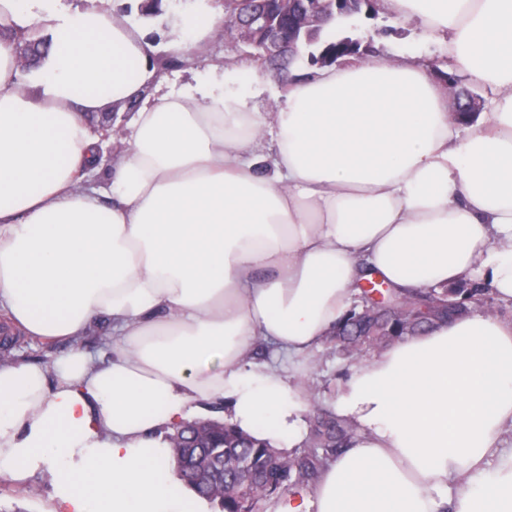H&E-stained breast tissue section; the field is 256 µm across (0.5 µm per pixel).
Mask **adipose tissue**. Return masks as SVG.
<instances>
[{"mask_svg":"<svg viewBox=\"0 0 512 512\" xmlns=\"http://www.w3.org/2000/svg\"><path fill=\"white\" fill-rule=\"evenodd\" d=\"M380 7L447 34L492 111L458 118L411 56L293 78L271 113L236 68L166 91L141 26L98 0H0V312L70 345L52 381L0 363V479L47 464L49 512H203L163 431L217 401L243 432L299 447L293 367L360 280L412 292L478 272L512 302V0ZM42 37L21 81L13 43ZM134 99L128 153L95 185L105 144L84 115ZM97 317L111 353L74 344ZM262 344L285 366L253 363ZM334 409L348 447L271 512H512V319L394 341L353 366Z\"/></svg>","mask_w":512,"mask_h":512,"instance_id":"ef3b65f1","label":"adipose tissue"}]
</instances>
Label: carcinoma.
<instances>
[{
	"mask_svg": "<svg viewBox=\"0 0 512 512\" xmlns=\"http://www.w3.org/2000/svg\"><path fill=\"white\" fill-rule=\"evenodd\" d=\"M339 40L332 19L302 47L313 54ZM373 293L372 289L364 291L367 302L376 306L371 316L358 319L351 310L336 324V347L348 357L468 315L482 300L485 288L461 280L440 292L433 288L402 292L389 287L379 291L377 299ZM353 434L348 422L328 410H318L311 421L310 449L301 453H282L229 423L224 424L222 435L178 428L168 440L178 475L198 497L220 512H261L285 492L310 487L324 462L346 448Z\"/></svg>",
	"mask_w": 512,
	"mask_h": 512,
	"instance_id": "obj_1",
	"label": "carcinoma"
}]
</instances>
